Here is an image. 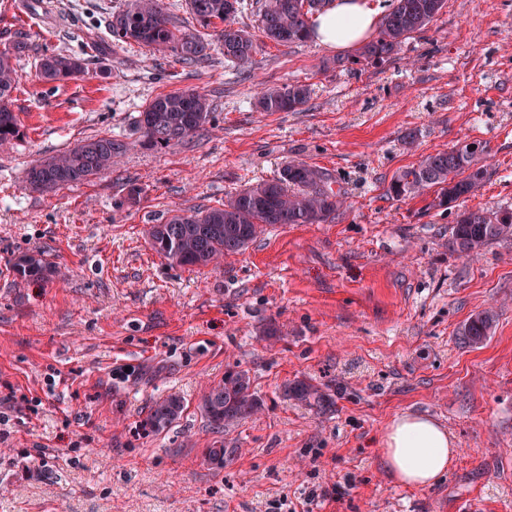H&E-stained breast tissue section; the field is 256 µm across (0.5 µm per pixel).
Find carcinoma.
Segmentation results:
<instances>
[{
	"label": "carcinoma",
	"mask_w": 512,
	"mask_h": 512,
	"mask_svg": "<svg viewBox=\"0 0 512 512\" xmlns=\"http://www.w3.org/2000/svg\"><path fill=\"white\" fill-rule=\"evenodd\" d=\"M387 10L376 37L364 44L359 59L382 60L398 54L410 34L428 26L439 14L445 0H386ZM258 29L263 37L288 46L311 39L310 22L329 0H257ZM187 8L200 29L183 31L175 27L163 0H130L127 8L112 14L108 24L113 40L135 42L170 52L186 66L203 63L219 48L224 60L242 71L250 70L256 44L253 35L237 26L244 0H186ZM27 45L16 41L0 50V102L12 104V93L19 82L17 59ZM39 71L46 82L80 80L87 75L84 59L64 53H51L40 60ZM310 99L304 85L285 84L263 88L257 105L263 112L295 111ZM211 105L197 89H178L160 94L139 113L136 127L142 143L162 147L182 143L209 120ZM20 120L13 109H0V144L19 135ZM125 150V144L110 137L80 141L64 152L45 157L27 172L29 187L53 192L85 184L112 168ZM485 152L456 146L423 158L418 165L394 176L391 191L397 197L416 196L435 188L438 205L444 206L475 192L486 169L478 165ZM325 171L292 161L279 176L248 186L220 207L186 212L172 211L164 221L153 224L149 243L172 266H207L226 255L238 254L252 244L264 227L275 224H321L345 204L341 191ZM512 237V209H465L456 213L448 243L460 255L472 256L486 245ZM22 283L48 282L57 274L56 266L40 251L26 252L14 263ZM496 314L488 309L464 325L462 335L477 344L491 335ZM285 396L322 406L326 395L304 381L283 388ZM262 399L251 391L250 377L240 370L224 375V381L204 392L199 407L209 425L218 430L233 427L257 414ZM183 411V401L168 395L157 401L149 417L155 431L166 429Z\"/></svg>",
	"instance_id": "carcinoma-1"
}]
</instances>
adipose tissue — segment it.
Segmentation results:
<instances>
[{
  "instance_id": "ef3b65f1",
  "label": "adipose tissue",
  "mask_w": 512,
  "mask_h": 512,
  "mask_svg": "<svg viewBox=\"0 0 512 512\" xmlns=\"http://www.w3.org/2000/svg\"><path fill=\"white\" fill-rule=\"evenodd\" d=\"M379 22L370 0H335L312 21L311 37L336 52L365 43ZM384 458L392 475L402 484L427 487L451 467L455 441L435 420L404 414L393 420L384 438Z\"/></svg>"
}]
</instances>
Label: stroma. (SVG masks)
Segmentation results:
<instances>
[{
  "instance_id": "35a3bbf8",
  "label": "stroma",
  "mask_w": 512,
  "mask_h": 512,
  "mask_svg": "<svg viewBox=\"0 0 512 512\" xmlns=\"http://www.w3.org/2000/svg\"><path fill=\"white\" fill-rule=\"evenodd\" d=\"M127 0H0V49L22 40L0 145V512H512V238L466 258L448 246L463 209L512 208V0H446L398 55L349 69L315 41L259 37L250 77L222 51L187 68L112 41ZM56 52L84 58L85 80L44 82ZM305 84L295 112H263L259 86ZM196 87L212 120L178 145L149 149L136 118L156 96ZM416 132L414 145L403 137ZM111 136L127 150L93 181L42 193L28 168L74 143ZM485 145L480 189L449 206L399 198L393 177L423 157ZM299 160L347 197L323 224H276L218 266L173 267L148 230L170 210L221 206ZM138 203H127L130 188ZM58 269L18 284L25 252ZM494 310L468 343L464 323ZM280 335L267 338L268 325ZM248 371L263 409L215 433L199 402L229 370ZM305 380L325 406L283 397ZM185 409L153 432L155 401ZM405 413L456 443L425 488L386 467L383 436ZM223 442V464L204 451ZM54 455L42 464L38 449ZM495 322V312L491 309L485 310L464 325L462 334L469 343L477 344L491 335Z\"/></svg>"
}]
</instances>
